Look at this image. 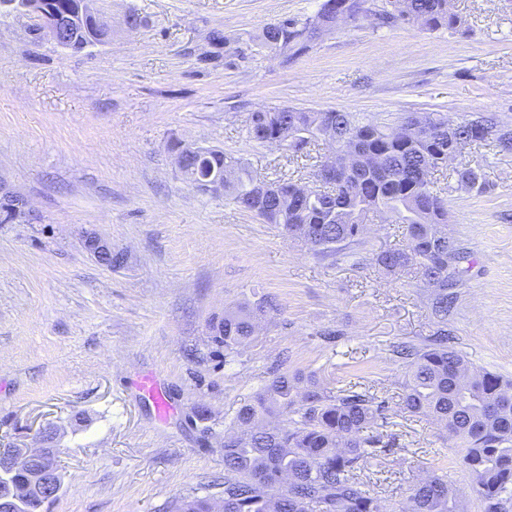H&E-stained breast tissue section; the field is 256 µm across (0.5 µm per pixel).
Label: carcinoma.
<instances>
[{
    "mask_svg": "<svg viewBox=\"0 0 512 512\" xmlns=\"http://www.w3.org/2000/svg\"><path fill=\"white\" fill-rule=\"evenodd\" d=\"M80 0H50V15L75 12ZM350 3L353 15L368 0H323L315 15L304 20L284 18L270 23L259 39L290 62L311 49L315 27H336L334 13ZM376 21L402 22L425 31H460L462 19L448 0H386ZM84 36L102 42L107 28L98 19L85 24ZM331 142L336 160L335 183L327 195H305L303 187L285 179L270 183L254 179L239 164L235 183L226 192L239 208L269 224H278L288 237L327 256L356 254L372 213H386L406 225L408 245L382 250L375 264L390 275L413 267L433 289L432 310L448 317L450 268L464 259L448 239L445 199L434 189L433 175L448 166V147L455 137L480 146L491 142L512 152V129H504L491 112L458 123L448 132V117L437 112L402 118L394 127L372 116L335 109L306 111L274 107L251 113L249 138L258 143L285 144L293 134ZM228 167L224 151L197 154L187 149L180 174L192 185ZM456 182L484 193L482 174L454 168ZM270 303L224 311L214 326V340L228 357L255 333L256 319ZM407 379L401 409L440 425L459 448V462L471 478L470 491L482 512H508L512 506V380L473 368L448 346V329L441 326L427 343L404 345L398 351ZM385 402L368 392L333 391L318 379L286 371L275 374L235 412L224 432V483L221 512H385L380 498L366 489L361 472L389 443L373 432L385 418ZM176 512H212L211 498L182 500ZM403 512H460L457 494L448 479L435 471L413 479Z\"/></svg>",
    "mask_w": 512,
    "mask_h": 512,
    "instance_id": "1",
    "label": "carcinoma"
}]
</instances>
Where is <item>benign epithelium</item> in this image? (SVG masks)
<instances>
[{"instance_id":"1","label":"benign epithelium","mask_w":512,"mask_h":512,"mask_svg":"<svg viewBox=\"0 0 512 512\" xmlns=\"http://www.w3.org/2000/svg\"><path fill=\"white\" fill-rule=\"evenodd\" d=\"M0 12L11 16L37 19L44 35L58 48L71 51L78 39L77 24L88 17L97 15V0H81L77 16L62 25L50 19L43 10L35 7L30 0H0ZM0 216L7 222L24 223L29 220L30 207L27 199L7 188L0 180ZM41 446L31 448L23 442H15L8 448L0 449V471L11 465L25 466L28 477L24 484L14 489L11 501L38 496L52 500L58 496L61 485L57 460L54 452L58 430L53 425H45L37 432Z\"/></svg>"}]
</instances>
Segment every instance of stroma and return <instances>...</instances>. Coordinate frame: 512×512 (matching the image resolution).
<instances>
[{
	"label": "stroma",
	"instance_id": "obj_1",
	"mask_svg": "<svg viewBox=\"0 0 512 512\" xmlns=\"http://www.w3.org/2000/svg\"><path fill=\"white\" fill-rule=\"evenodd\" d=\"M321 0H101L107 40L74 53L23 17L0 21V179L32 208L0 223V439L61 429L58 497L42 512H172L219 495L224 425L275 369L315 373L387 401L389 451L370 488L400 512L414 477L446 475L464 512H480L446 432L400 411L402 343L447 326L471 366L512 377V153L484 146L463 159L486 193L450 186L448 233L465 258L447 321L416 270L373 262L407 244L403 225L370 216L360 264L314 255L224 195L184 182L169 145L222 149L260 181L313 188L315 161L251 141L262 108H333L394 124L406 113L459 121L496 113L512 126V0H450L469 33L362 20L322 32L283 62L256 36ZM137 12L145 22L128 28ZM237 37L223 52L206 38ZM107 241L101 263L85 239ZM275 304L249 345L225 356L213 327L226 309ZM154 374L174 406L164 421L136 386Z\"/></svg>",
	"mask_w": 512,
	"mask_h": 512
}]
</instances>
